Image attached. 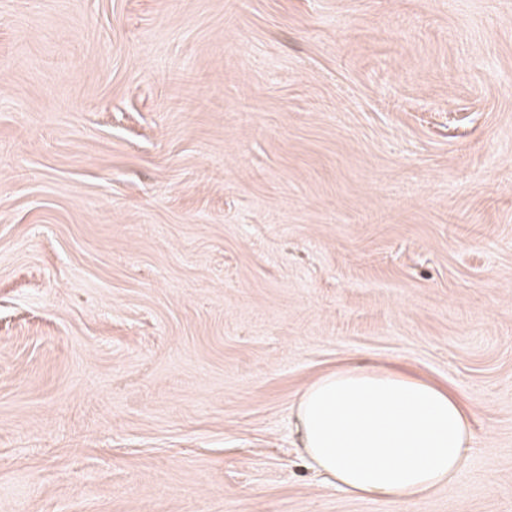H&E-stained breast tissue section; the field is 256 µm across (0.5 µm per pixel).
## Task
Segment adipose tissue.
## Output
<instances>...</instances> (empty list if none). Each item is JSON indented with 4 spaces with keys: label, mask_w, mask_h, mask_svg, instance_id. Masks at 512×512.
<instances>
[{
    "label": "adipose tissue",
    "mask_w": 512,
    "mask_h": 512,
    "mask_svg": "<svg viewBox=\"0 0 512 512\" xmlns=\"http://www.w3.org/2000/svg\"><path fill=\"white\" fill-rule=\"evenodd\" d=\"M294 415L315 470L401 507L453 480L473 441L471 414L448 387L360 362L314 379Z\"/></svg>",
    "instance_id": "ef3b65f1"
}]
</instances>
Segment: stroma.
Instances as JSON below:
<instances>
[{"mask_svg":"<svg viewBox=\"0 0 512 512\" xmlns=\"http://www.w3.org/2000/svg\"><path fill=\"white\" fill-rule=\"evenodd\" d=\"M351 359L454 482L309 468ZM0 512H512V0H0ZM300 446L333 483L401 509L459 473L471 414L448 387L353 362L319 375L294 407Z\"/></svg>","mask_w":512,"mask_h":512,"instance_id":"35a3bbf8","label":"stroma"}]
</instances>
